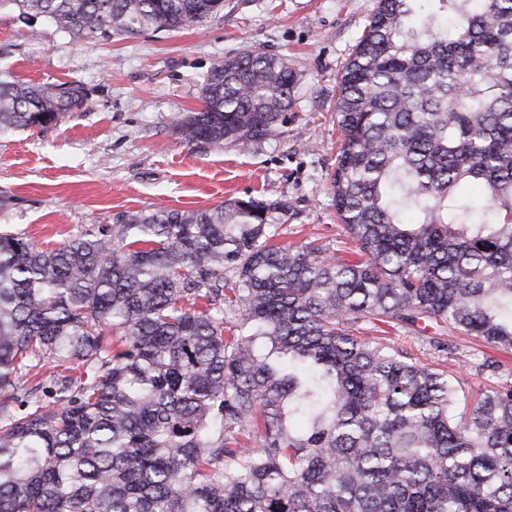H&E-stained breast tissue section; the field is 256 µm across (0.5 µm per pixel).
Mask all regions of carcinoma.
Listing matches in <instances>:
<instances>
[{
  "label": "carcinoma",
  "mask_w": 512,
  "mask_h": 512,
  "mask_svg": "<svg viewBox=\"0 0 512 512\" xmlns=\"http://www.w3.org/2000/svg\"><path fill=\"white\" fill-rule=\"evenodd\" d=\"M3 6L112 38L224 0ZM295 80L255 49L219 60L175 132L282 138ZM76 89L0 81V135L81 111ZM334 112L352 260L271 244L285 199L123 214L51 250L0 234V512H512V384L467 408L448 372L356 336L512 350V0H377Z\"/></svg>",
  "instance_id": "carcinoma-1"
}]
</instances>
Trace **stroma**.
<instances>
[{"label":"stroma","instance_id":"35a3bbf8","mask_svg":"<svg viewBox=\"0 0 512 512\" xmlns=\"http://www.w3.org/2000/svg\"><path fill=\"white\" fill-rule=\"evenodd\" d=\"M376 5L224 0L223 12L204 26L109 40L77 39L44 17L26 23L1 10L0 77L79 82L87 106L59 124L0 137V230L54 249L121 213L284 197L290 210L276 228L278 243H312L335 255L346 238L327 183L338 147V77ZM250 46L287 58L297 74L286 135L228 148L186 146L173 132L175 117L199 108L203 77L216 61ZM384 339L421 364L448 367L466 397L512 382V352L472 337L449 338L442 351L409 333ZM487 358L495 367L483 368Z\"/></svg>","mask_w":512,"mask_h":512}]
</instances>
